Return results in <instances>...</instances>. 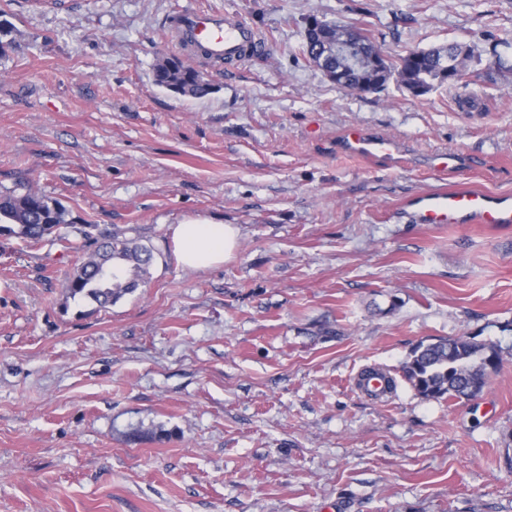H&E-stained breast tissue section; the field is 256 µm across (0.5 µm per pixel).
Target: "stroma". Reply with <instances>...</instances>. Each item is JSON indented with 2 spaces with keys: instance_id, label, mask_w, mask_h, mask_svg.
I'll return each instance as SVG.
<instances>
[{
  "instance_id": "1",
  "label": "stroma",
  "mask_w": 512,
  "mask_h": 512,
  "mask_svg": "<svg viewBox=\"0 0 512 512\" xmlns=\"http://www.w3.org/2000/svg\"><path fill=\"white\" fill-rule=\"evenodd\" d=\"M236 14L268 52L211 84L157 86L184 7ZM370 31L390 60L477 47L479 79L357 94L301 52L309 17ZM512 0H0V196L67 221L0 236V512H512V229L413 224L435 154L512 193ZM357 125L399 160L339 151ZM234 225L224 264L186 270L174 224ZM150 247L151 277L70 298L85 225ZM495 346L474 398L427 399L413 347ZM370 368L396 381L373 397ZM139 441H131V434Z\"/></svg>"
}]
</instances>
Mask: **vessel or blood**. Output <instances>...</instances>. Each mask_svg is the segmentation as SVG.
I'll use <instances>...</instances> for the list:
<instances>
[{
	"instance_id": "b4317fda",
	"label": "vessel or blood",
	"mask_w": 512,
	"mask_h": 512,
	"mask_svg": "<svg viewBox=\"0 0 512 512\" xmlns=\"http://www.w3.org/2000/svg\"><path fill=\"white\" fill-rule=\"evenodd\" d=\"M169 29L179 49L228 67L240 66L267 50L257 28L227 12L187 8L171 17ZM340 147L353 155L380 160L396 158L399 153L395 141L359 127L344 133ZM406 206L417 224L512 226L511 194L490 192L464 182L414 196Z\"/></svg>"
}]
</instances>
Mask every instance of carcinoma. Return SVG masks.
Returning a JSON list of instances; mask_svg holds the SVG:
<instances>
[{"mask_svg":"<svg viewBox=\"0 0 512 512\" xmlns=\"http://www.w3.org/2000/svg\"><path fill=\"white\" fill-rule=\"evenodd\" d=\"M450 55H457V46L419 49L413 58L404 55L387 63L386 74L376 78V89H383L392 79L406 89L421 87L427 93L444 84L467 86L466 81H449L441 76ZM154 77L157 85L166 89L174 85L183 96L200 98L211 91L195 70L176 57L158 64ZM64 215L60 205L31 190L1 197L0 235H15L36 243L65 223ZM152 263L153 255L147 247L112 233L97 249L83 253L64 288L73 298L81 296L106 306L146 283ZM492 356H498L495 348L465 337L440 340L417 346L404 363L403 374L424 398H469L488 385L486 360Z\"/></svg>","mask_w":512,"mask_h":512,"instance_id":"cac0c4a2","label":"carcinoma"}]
</instances>
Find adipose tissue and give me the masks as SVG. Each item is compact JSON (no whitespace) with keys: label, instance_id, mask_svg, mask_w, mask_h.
<instances>
[{"label":"adipose tissue","instance_id":"1","mask_svg":"<svg viewBox=\"0 0 512 512\" xmlns=\"http://www.w3.org/2000/svg\"><path fill=\"white\" fill-rule=\"evenodd\" d=\"M237 244V229L205 218H188L172 229V247L179 265L198 270L223 264Z\"/></svg>","mask_w":512,"mask_h":512}]
</instances>
